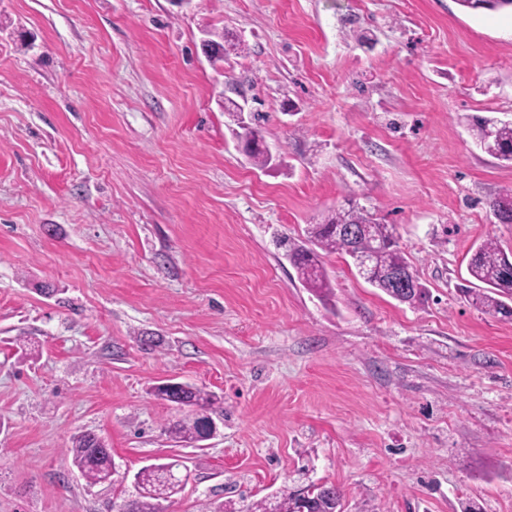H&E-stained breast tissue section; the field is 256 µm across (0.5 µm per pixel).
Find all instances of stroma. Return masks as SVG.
<instances>
[{"instance_id":"stroma-1","label":"stroma","mask_w":512,"mask_h":512,"mask_svg":"<svg viewBox=\"0 0 512 512\" xmlns=\"http://www.w3.org/2000/svg\"><path fill=\"white\" fill-rule=\"evenodd\" d=\"M243 52L221 68L204 28ZM278 159L252 165L226 101ZM512 14L456 0H0V512H116L72 439L120 472H191L163 512L313 484L342 512H512V320L460 294L512 164ZM356 204L427 290L348 256L305 288L276 246ZM174 378L221 396L215 437L164 431ZM473 127L481 148L497 159L512 162V122L494 123L478 118ZM392 292L396 295H404L421 288L417 277L410 268H401L394 271L390 276ZM95 435L82 433L76 436L72 446V462L83 477L94 484L123 482L112 459L110 451H101L98 455L90 452L94 448Z\"/></svg>"}]
</instances>
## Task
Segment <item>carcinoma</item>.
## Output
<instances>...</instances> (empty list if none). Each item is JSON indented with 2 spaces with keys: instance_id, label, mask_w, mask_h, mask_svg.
Listing matches in <instances>:
<instances>
[{
  "instance_id": "1",
  "label": "carcinoma",
  "mask_w": 512,
  "mask_h": 512,
  "mask_svg": "<svg viewBox=\"0 0 512 512\" xmlns=\"http://www.w3.org/2000/svg\"><path fill=\"white\" fill-rule=\"evenodd\" d=\"M465 10L478 12L483 10L512 9V0H457ZM209 43L224 49L228 55L240 49V42L226 41L223 30L210 28L204 30ZM475 138L487 153L507 162H512V122L494 123L478 118L474 121ZM489 209L495 219L502 224H512V190H507L489 201ZM345 226L360 229L356 243L349 242L339 233ZM308 241L316 249H306L280 240L287 249L288 259L302 275L306 286L318 296L325 297L330 292L327 275L319 260L317 250L341 252L353 256L357 252L368 260L367 280L373 287L384 289L389 273L397 268L409 265L399 249L392 224H381L364 208L351 205L336 210L321 224H314ZM467 269L470 276L480 282V286L463 288L464 298L473 307L505 319H512V256L507 254L493 239L482 242L472 252ZM151 394L160 400L191 408V414L185 419L170 423L165 432L181 443H192L199 434L200 418L207 413L223 411L221 398L189 383L179 386H165L161 383L152 388ZM95 444V435L82 433L76 436L72 446V462L83 477L94 484L123 482L112 459L111 452L105 450L95 455L90 448ZM139 495L134 503V512H158L157 502L167 496L173 498L181 490L168 484L163 473L158 470L144 469L139 472ZM341 495L333 486L315 491L309 504L311 512H340ZM297 512L294 498L282 494L275 499H263L254 503L249 512Z\"/></svg>"
}]
</instances>
